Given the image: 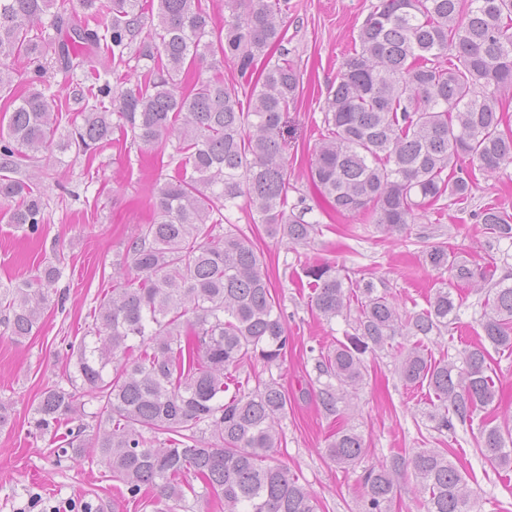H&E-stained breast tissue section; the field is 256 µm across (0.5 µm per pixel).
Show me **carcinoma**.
<instances>
[{
    "instance_id": "carcinoma-1",
    "label": "carcinoma",
    "mask_w": 512,
    "mask_h": 512,
    "mask_svg": "<svg viewBox=\"0 0 512 512\" xmlns=\"http://www.w3.org/2000/svg\"><path fill=\"white\" fill-rule=\"evenodd\" d=\"M81 5L104 33L67 20L58 0H0V60L34 65L26 90L10 103L8 124L0 122V213L40 235L44 194L12 173L55 150L93 156L118 130L146 153L169 155L176 169L156 181L149 221L136 225L113 263L122 280L94 309L92 340L70 346L76 373L67 385L42 390L30 434L49 437L74 460L92 449L112 480L151 512H197L213 502L224 512H318L314 494L275 462L288 410L279 379L257 374L254 386L241 384L224 398L230 372L246 361L278 364L291 341L249 233L260 226L280 242L304 245L319 232L305 197L288 204L293 185L281 129L300 90L286 47L288 0H224L220 27L203 0ZM48 14L59 32L52 44L29 35ZM147 17L157 19L156 42L138 40ZM354 43L328 93L327 135L309 168L337 214L400 233L438 202L469 198L475 171L491 176L512 164V127L494 97L512 86V0H378ZM85 49L101 57L102 69L92 87L72 85L81 123L57 138L60 112L56 94L42 87L43 73L83 68ZM128 56L136 66L112 85V66ZM209 59L233 63L237 81L216 75L181 85L180 75ZM246 88L244 112L239 92ZM461 160L469 167L446 175ZM242 205L246 228L224 215ZM477 221L494 239L512 240V213L486 207ZM422 255L459 282L485 278L446 245L427 244ZM304 273L318 315L327 322L341 316L352 328L313 358L311 385L326 415L336 416L348 390L363 381L365 355L398 336L416 338L397 351V373L433 391L425 415L435 429L452 432L454 421L494 404L486 345L512 349V273L490 282L481 304L487 344L439 362L425 355L423 340L457 319L462 301L447 282H438L426 307L403 315L374 281L345 285L333 262ZM62 276V261H46L30 279L1 283L0 335L16 342L33 335L48 308L63 301L55 288ZM92 401L97 411L85 412ZM508 440L509 426L485 423L480 452L511 466ZM325 454L342 469L362 467V512H391L393 474L405 464L426 512H476L480 493L438 449L364 466L362 435L340 428ZM189 473L200 488L186 481Z\"/></svg>"
}]
</instances>
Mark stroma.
Segmentation results:
<instances>
[{"label":"stroma","instance_id":"35a3bbf8","mask_svg":"<svg viewBox=\"0 0 512 512\" xmlns=\"http://www.w3.org/2000/svg\"><path fill=\"white\" fill-rule=\"evenodd\" d=\"M376 0H288V48L300 68L303 87L286 118L292 190L315 198L307 172L323 128L327 89L334 82L344 49L352 43ZM160 160L144 158L139 146L123 134L88 158L65 153L50 168L31 166L17 178L46 192L47 208L40 241L0 220V281L31 278L38 262L61 256V286L68 289L65 311L49 310L35 336L15 342L0 338V401L14 412L11 427L0 430V512H73L89 501L92 512H144L140 503L121 497L106 469L91 459L59 461L56 446L28 432V416L41 390L65 382L75 370L70 347L91 328V312L112 288V263L136 225L145 223L150 186L160 173ZM486 207L512 213V165L480 178L471 198L448 207L428 209L415 224L388 235L373 224L339 217L332 210H313L322 231L308 246H291L257 233L272 282L286 316L292 341L275 373L293 398L282 421L286 444L279 459L321 502L323 512H361L363 490L358 471H345L324 453L325 439L335 427L361 433L370 462H391L394 455L437 448L481 492V512H512V467L491 464L478 449L488 415L512 423V352H492L491 374L501 400L494 413L481 410L454 432L434 431L425 416L428 389L411 387L394 372L391 357L367 356L368 372L356 392L340 406L337 418L326 417L315 397L300 396L313 373L314 351L343 338V318L326 322L310 306L313 293L298 278L304 263L333 261L347 281L384 282L400 310L425 308L437 274L423 260V243H447L450 250L494 276L512 270V242L496 241L474 214ZM463 298L451 332L424 342L432 360L456 355L479 340L485 282L452 284Z\"/></svg>","mask_w":512,"mask_h":512}]
</instances>
